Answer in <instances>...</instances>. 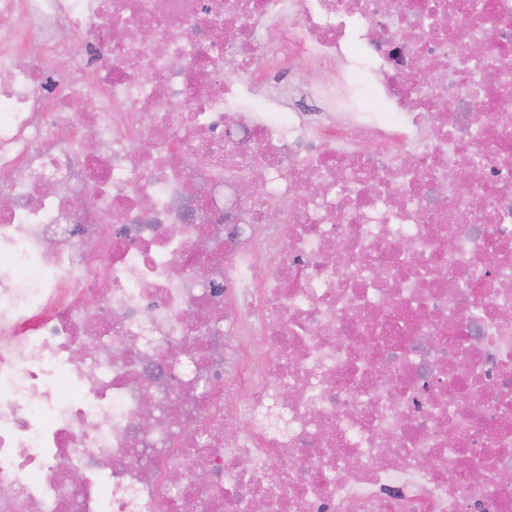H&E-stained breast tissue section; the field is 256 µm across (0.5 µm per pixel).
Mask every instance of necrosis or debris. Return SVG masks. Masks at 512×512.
Returning <instances> with one entry per match:
<instances>
[{
    "label": "necrosis or debris",
    "mask_w": 512,
    "mask_h": 512,
    "mask_svg": "<svg viewBox=\"0 0 512 512\" xmlns=\"http://www.w3.org/2000/svg\"><path fill=\"white\" fill-rule=\"evenodd\" d=\"M0 17V512H512V0Z\"/></svg>",
    "instance_id": "obj_1"
}]
</instances>
